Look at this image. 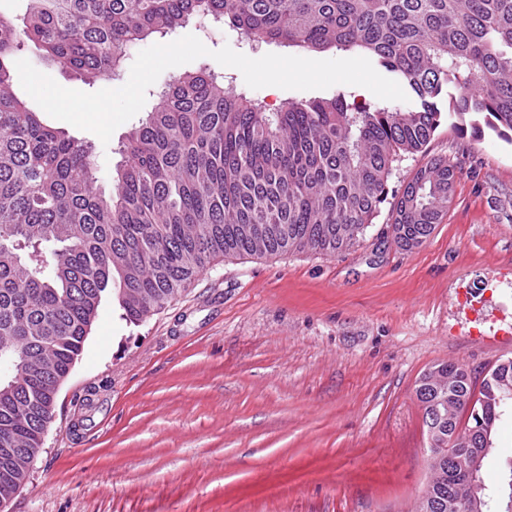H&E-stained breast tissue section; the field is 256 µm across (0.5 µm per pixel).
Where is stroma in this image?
<instances>
[{"instance_id": "1", "label": "stroma", "mask_w": 512, "mask_h": 512, "mask_svg": "<svg viewBox=\"0 0 512 512\" xmlns=\"http://www.w3.org/2000/svg\"><path fill=\"white\" fill-rule=\"evenodd\" d=\"M186 31L212 50L283 51L221 24ZM210 67L272 111L340 92L377 101L339 84L255 90L237 69ZM438 107L433 137L389 181L399 193L432 158L456 165L426 242L401 247L384 206L349 251L218 263L140 324L103 302L6 512H414L429 480L417 378L453 361L480 380L512 359L489 342L512 332V144L456 131L448 100ZM138 124L105 144L52 122L92 142L105 190ZM511 473L509 424L481 472L499 504Z\"/></svg>"}]
</instances>
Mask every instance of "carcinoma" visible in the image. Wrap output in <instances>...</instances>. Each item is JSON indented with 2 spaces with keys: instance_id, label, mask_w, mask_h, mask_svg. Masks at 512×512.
I'll return each instance as SVG.
<instances>
[{
  "instance_id": "obj_1",
  "label": "carcinoma",
  "mask_w": 512,
  "mask_h": 512,
  "mask_svg": "<svg viewBox=\"0 0 512 512\" xmlns=\"http://www.w3.org/2000/svg\"><path fill=\"white\" fill-rule=\"evenodd\" d=\"M23 27L0 19V503L25 485L102 301L137 324L217 262L359 243L389 195L395 164L440 125L436 100L512 142V0H26ZM193 18L256 41L373 58L416 107L290 100L276 112L199 70L168 84L123 145L112 191L93 146L48 125L12 87L21 39L94 84L125 50ZM456 166L434 158L392 204L408 249L448 211ZM415 393L438 417L416 512H493L481 479L512 420V360L480 388L455 362Z\"/></svg>"
}]
</instances>
